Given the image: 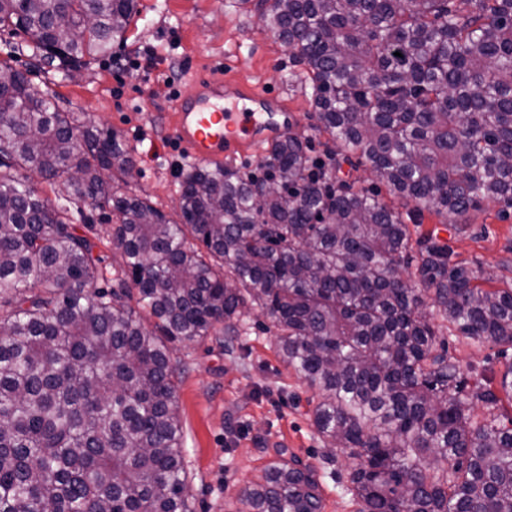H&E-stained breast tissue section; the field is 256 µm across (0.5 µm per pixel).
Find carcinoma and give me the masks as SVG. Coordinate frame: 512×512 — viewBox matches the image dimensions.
Returning <instances> with one entry per match:
<instances>
[{"mask_svg":"<svg viewBox=\"0 0 512 512\" xmlns=\"http://www.w3.org/2000/svg\"><path fill=\"white\" fill-rule=\"evenodd\" d=\"M264 2L315 128L390 199L352 190L336 152L313 157L290 129L261 177L191 167L177 224L123 190L134 157L116 132L77 140L78 115L0 62V512H191L167 343L237 336L250 303L319 391L317 432L360 460V512H512V418L494 414L512 402V363L500 388L469 385L421 310L427 297L462 335L512 346V283L484 288L419 231L423 207L455 224L485 201L512 206V0ZM136 13V0H0V28L63 72L109 55ZM83 204L112 212L124 268L108 290L68 219ZM242 502L322 509L315 470L283 456Z\"/></svg>","mask_w":512,"mask_h":512,"instance_id":"1","label":"carcinoma"}]
</instances>
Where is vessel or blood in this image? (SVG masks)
Here are the masks:
<instances>
[{"instance_id":"obj_1","label":"vessel or blood","mask_w":512,"mask_h":512,"mask_svg":"<svg viewBox=\"0 0 512 512\" xmlns=\"http://www.w3.org/2000/svg\"><path fill=\"white\" fill-rule=\"evenodd\" d=\"M297 117L280 99L238 82L196 76L178 97L172 135L188 157L207 163L258 151L287 133Z\"/></svg>"}]
</instances>
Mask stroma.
Segmentation results:
<instances>
[{"instance_id":"35a3bbf8","label":"stroma","mask_w":512,"mask_h":512,"mask_svg":"<svg viewBox=\"0 0 512 512\" xmlns=\"http://www.w3.org/2000/svg\"><path fill=\"white\" fill-rule=\"evenodd\" d=\"M24 41L0 31V61L79 112L82 128L121 134L135 150L127 191L148 196L172 221L180 219L179 182L191 162L181 158L167 115L193 72L229 70L279 94L297 114L296 130L308 138L312 155L324 154L326 137L311 117L312 90L299 79L287 46L260 23L253 0H137L124 41L73 76L32 67L14 50ZM71 219L78 233L93 238L105 275L123 268L106 212L86 205ZM422 228L436 231L484 276L495 279L512 267V207L504 203L483 204L459 232L427 211ZM239 326L240 336L231 340L221 335L170 346L182 371L177 405L195 512H242L245 488L281 452L316 471L322 512H358L349 490L357 461L316 431L318 392L281 363L260 308L246 312ZM448 353L471 381L499 377L505 366L497 348L457 332L448 336Z\"/></svg>"}]
</instances>
